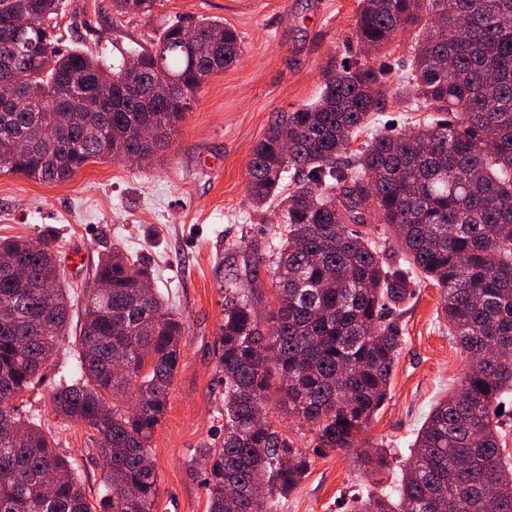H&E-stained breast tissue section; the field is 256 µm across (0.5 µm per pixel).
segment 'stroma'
<instances>
[{
    "instance_id": "stroma-1",
    "label": "stroma",
    "mask_w": 512,
    "mask_h": 512,
    "mask_svg": "<svg viewBox=\"0 0 512 512\" xmlns=\"http://www.w3.org/2000/svg\"><path fill=\"white\" fill-rule=\"evenodd\" d=\"M358 6L359 0H158L150 16L140 17L113 14L111 0H65L58 19L61 48L92 50L108 65L149 46L173 22L202 18L234 29L243 53L236 65L207 78L151 166L97 159L60 184L0 174V238L53 240L75 305L96 288L100 256L117 248L152 269L156 288L186 319L168 409L152 439L159 495L179 498L181 512H207V472L194 454L224 434L217 342L224 287L252 289L263 319L277 303L268 269L284 232L283 206L275 201L258 209L250 203L252 150L281 113L318 97L329 60H367L354 32ZM420 33V27L407 28L377 54L387 92L372 128H415L417 114L396 89L408 81ZM73 249L87 255L83 268L69 265ZM409 276L416 295L400 315L402 341L390 393L366 431L372 442L391 449L393 464L372 477L360 466L358 449L315 453L312 428L272 396L270 420L313 456L303 480L273 512H346L352 496L366 487L393 485L431 406L459 390L467 362L437 313L440 291L417 271ZM75 351V336L66 337L43 382L23 394L19 412L40 422L72 457L93 499L105 475L95 432L55 415L49 401Z\"/></svg>"
}]
</instances>
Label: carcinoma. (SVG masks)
I'll return each mask as SVG.
<instances>
[{"label": "carcinoma", "instance_id": "carcinoma-1", "mask_svg": "<svg viewBox=\"0 0 512 512\" xmlns=\"http://www.w3.org/2000/svg\"><path fill=\"white\" fill-rule=\"evenodd\" d=\"M157 0H112L118 15L152 14ZM63 0H0V173L43 183L110 157L147 166L170 142L206 79L241 57L235 30L202 19L169 25L146 48L104 67L54 35ZM33 27L21 34L12 17ZM427 21L407 99L429 116L397 135L350 146L385 98L375 63L333 64L318 98L275 121L256 145L248 192L256 207L282 193L286 239L270 267L278 303L261 322L249 292L224 289L217 332L224 437L205 448L208 512H271L312 464L274 424L255 425L271 389L307 422L316 449L358 448L382 407L401 345L393 312L411 280L351 228L375 211L394 250L441 291L448 333L466 353L465 381L419 429L396 486L353 497L350 512H512L503 456L502 391L512 390V0H361L358 41L371 49ZM433 112L445 117L435 118ZM15 261L18 280L1 273ZM87 295L74 370L55 385L57 415L92 427L119 486L90 502L75 462L13 401L42 381L69 329L72 297L52 241L0 240V512H153L151 439L163 418L187 324L165 308L151 272L120 251ZM123 361L128 369L114 371ZM376 474L383 448L360 453Z\"/></svg>", "mask_w": 512, "mask_h": 512}]
</instances>
